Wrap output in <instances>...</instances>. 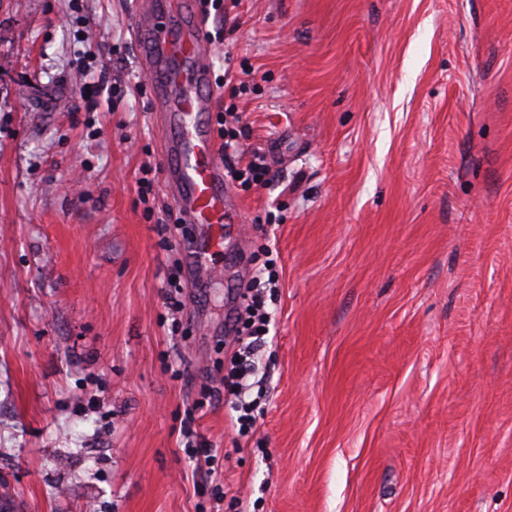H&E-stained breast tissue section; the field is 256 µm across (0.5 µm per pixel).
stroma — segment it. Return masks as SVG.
Returning a JSON list of instances; mask_svg holds the SVG:
<instances>
[{"label":"stroma","mask_w":512,"mask_h":512,"mask_svg":"<svg viewBox=\"0 0 512 512\" xmlns=\"http://www.w3.org/2000/svg\"><path fill=\"white\" fill-rule=\"evenodd\" d=\"M132 14L0 0L5 512H212L189 410L223 512H512V0L207 15L211 123L269 170L232 185L277 280L243 432L238 268L186 273ZM182 433L183 437L187 440L185 448H188L191 458L196 461L200 469L210 474L212 470H215L214 463L216 455L214 454V449L210 448L211 445L204 438L198 440V433H194L190 428L184 430Z\"/></svg>","instance_id":"obj_1"}]
</instances>
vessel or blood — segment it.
Returning a JSON list of instances; mask_svg holds the SVG:
<instances>
[{"instance_id": "vessel-or-blood-1", "label": "vessel or blood", "mask_w": 512, "mask_h": 512, "mask_svg": "<svg viewBox=\"0 0 512 512\" xmlns=\"http://www.w3.org/2000/svg\"><path fill=\"white\" fill-rule=\"evenodd\" d=\"M133 32L146 47L142 67L154 88L169 192L183 222L201 228L185 251L186 267L190 276H203L214 272L224 230L239 223L241 211L209 123L215 95L206 21L198 0H136Z\"/></svg>"}]
</instances>
